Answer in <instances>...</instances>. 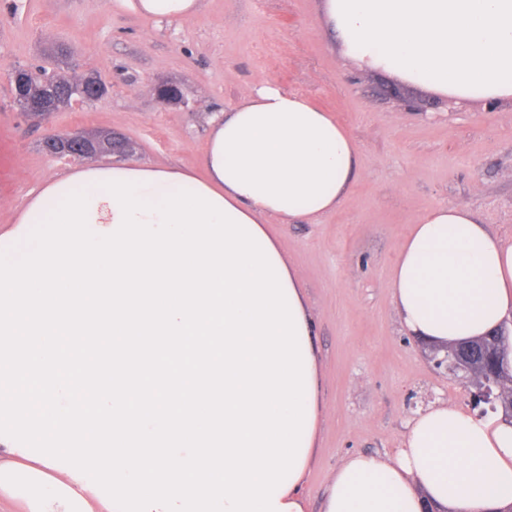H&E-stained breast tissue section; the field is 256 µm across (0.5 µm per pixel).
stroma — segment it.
I'll return each mask as SVG.
<instances>
[{"label": "stroma", "instance_id": "obj_1", "mask_svg": "<svg viewBox=\"0 0 512 512\" xmlns=\"http://www.w3.org/2000/svg\"><path fill=\"white\" fill-rule=\"evenodd\" d=\"M195 15H137L121 0H0V225L32 192L68 170L41 148L48 134L110 132L133 160L203 175L209 120L271 80L344 125L366 169L335 211L269 230L297 270L314 315L326 415L305 483L320 512L343 457L390 453L406 425L439 400L474 410L469 391L437 370L431 350L401 327L390 296L398 250L417 217L438 205L471 210L512 241V98L459 100L359 65L338 38L326 0H200ZM97 72L92 105L25 118L7 75L49 65ZM177 82L188 108L161 103Z\"/></svg>", "mask_w": 512, "mask_h": 512}]
</instances>
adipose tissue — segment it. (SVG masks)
Returning a JSON list of instances; mask_svg holds the SVG:
<instances>
[{
    "label": "adipose tissue",
    "instance_id": "obj_1",
    "mask_svg": "<svg viewBox=\"0 0 512 512\" xmlns=\"http://www.w3.org/2000/svg\"><path fill=\"white\" fill-rule=\"evenodd\" d=\"M364 67L458 98L512 97V0H327ZM204 176L137 161L75 166L0 229V409L71 449L0 435V512H307L326 407L315 320L268 229L335 210L364 167L347 129L275 82L214 116ZM392 304L433 346L512 319V243L469 209L419 216ZM97 337L91 401L67 340ZM104 439V466L81 452ZM504 512L512 423L445 401L394 454L352 453L321 512Z\"/></svg>",
    "mask_w": 512,
    "mask_h": 512
}]
</instances>
